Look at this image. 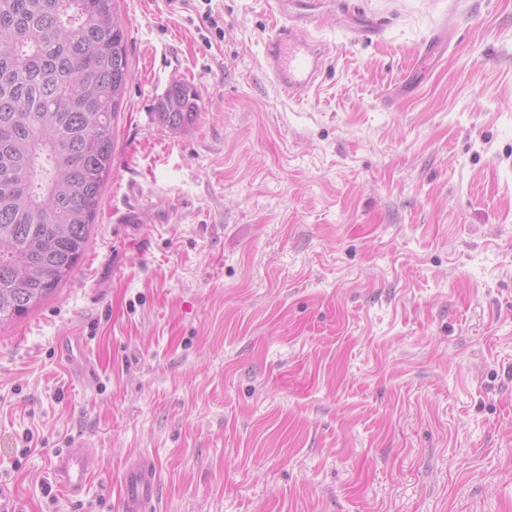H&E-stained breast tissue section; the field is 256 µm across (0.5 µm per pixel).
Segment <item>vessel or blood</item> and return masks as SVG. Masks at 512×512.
<instances>
[{
  "label": "vessel or blood",
  "mask_w": 512,
  "mask_h": 512,
  "mask_svg": "<svg viewBox=\"0 0 512 512\" xmlns=\"http://www.w3.org/2000/svg\"><path fill=\"white\" fill-rule=\"evenodd\" d=\"M281 21L265 40L264 67L271 82L288 98L299 99L317 87L322 71L323 50L307 38L298 37L288 0H273ZM59 358L84 379L95 373L88 356L87 341L72 334L57 344ZM58 487L68 499L85 495L88 484L99 467V452L79 440L55 454L52 462ZM124 491L119 512H153L159 486V471L154 460L141 456L131 461L122 479Z\"/></svg>",
  "instance_id": "vessel-or-blood-1"
}]
</instances>
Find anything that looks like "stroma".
I'll list each match as a JSON object with an SVG mask.
<instances>
[{
  "label": "stroma",
  "mask_w": 512,
  "mask_h": 512,
  "mask_svg": "<svg viewBox=\"0 0 512 512\" xmlns=\"http://www.w3.org/2000/svg\"><path fill=\"white\" fill-rule=\"evenodd\" d=\"M117 8L133 79L87 250L0 326V499L118 512L145 454L155 512H512V0H291L325 47L302 100L264 73L270 0ZM74 332L94 382L57 359ZM80 439L101 468L70 502L50 461ZM199 100L194 88L180 80H174L155 106V120L171 133L183 132L198 120Z\"/></svg>",
  "instance_id": "1"
}]
</instances>
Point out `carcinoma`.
<instances>
[{
  "label": "carcinoma",
  "mask_w": 512,
  "mask_h": 512,
  "mask_svg": "<svg viewBox=\"0 0 512 512\" xmlns=\"http://www.w3.org/2000/svg\"><path fill=\"white\" fill-rule=\"evenodd\" d=\"M128 45L117 0H0V325L54 295L84 255L132 80ZM199 114L180 80L154 111L174 134Z\"/></svg>",
  "instance_id": "carcinoma-1"
}]
</instances>
